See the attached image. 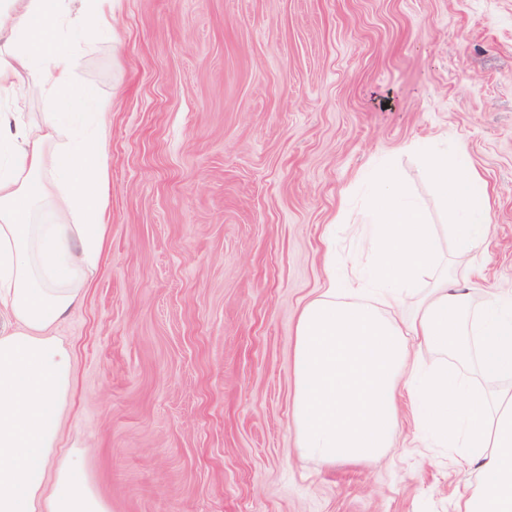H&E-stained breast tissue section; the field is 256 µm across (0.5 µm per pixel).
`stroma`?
<instances>
[{
  "mask_svg": "<svg viewBox=\"0 0 512 512\" xmlns=\"http://www.w3.org/2000/svg\"><path fill=\"white\" fill-rule=\"evenodd\" d=\"M75 55L110 103L108 227L54 329L58 458L83 453L110 512H455L459 464L407 403L378 462L297 453L295 324L362 261L376 176L446 223L440 152L492 198L449 275L512 289V0H112Z\"/></svg>",
  "mask_w": 512,
  "mask_h": 512,
  "instance_id": "1",
  "label": "stroma"
}]
</instances>
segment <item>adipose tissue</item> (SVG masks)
I'll return each mask as SVG.
<instances>
[{"label": "adipose tissue", "instance_id": "adipose-tissue-1", "mask_svg": "<svg viewBox=\"0 0 512 512\" xmlns=\"http://www.w3.org/2000/svg\"><path fill=\"white\" fill-rule=\"evenodd\" d=\"M66 19L111 30L112 0H0V95L24 97L35 76L50 103L37 124L0 113V319L10 325L0 333V512H109L78 457H56L71 359L51 329L83 300L106 243V104L91 87L68 91ZM436 165L459 171L441 184L448 224L436 229L402 185L381 180L373 220L355 228L370 283L330 275L297 319V451L325 464L380 460L405 388L418 428L484 474L461 480L456 512H512V289L479 299L441 272L440 235L454 256L475 254L491 206L464 156Z\"/></svg>", "mask_w": 512, "mask_h": 512}]
</instances>
